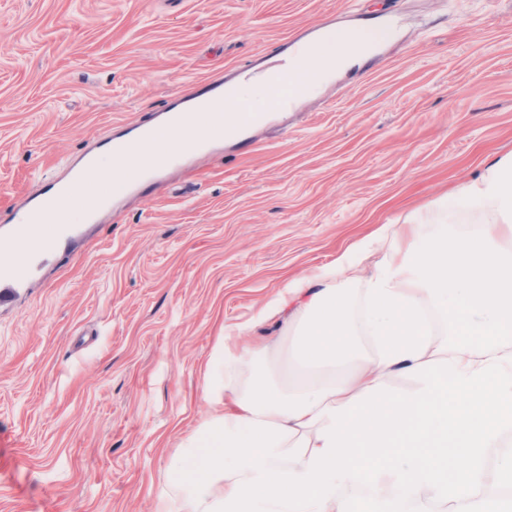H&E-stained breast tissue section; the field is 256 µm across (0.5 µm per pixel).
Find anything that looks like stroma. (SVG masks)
Listing matches in <instances>:
<instances>
[{
  "label": "stroma",
  "instance_id": "stroma-1",
  "mask_svg": "<svg viewBox=\"0 0 512 512\" xmlns=\"http://www.w3.org/2000/svg\"><path fill=\"white\" fill-rule=\"evenodd\" d=\"M397 25L360 67L31 254L0 307V512H154L221 333L512 151V0H0V210L302 30Z\"/></svg>",
  "mask_w": 512,
  "mask_h": 512
}]
</instances>
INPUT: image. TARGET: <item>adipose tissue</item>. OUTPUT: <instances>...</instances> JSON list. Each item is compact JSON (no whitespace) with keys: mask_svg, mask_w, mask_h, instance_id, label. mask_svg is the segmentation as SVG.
I'll return each instance as SVG.
<instances>
[{"mask_svg":"<svg viewBox=\"0 0 512 512\" xmlns=\"http://www.w3.org/2000/svg\"><path fill=\"white\" fill-rule=\"evenodd\" d=\"M395 27L326 30L284 66L241 80L236 102L144 144L150 164L179 140L231 134L283 68L314 86L364 64ZM472 225L469 233L460 232ZM378 261L363 266L369 253ZM291 312L288 380L261 372L266 344L218 337L203 377L209 412L175 457L155 512H504L512 488V151L351 258L289 280L268 306ZM403 377L411 387L391 389ZM497 471L498 484L489 481Z\"/></svg>","mask_w":512,"mask_h":512,"instance_id":"adipose-tissue-1","label":"adipose tissue"}]
</instances>
